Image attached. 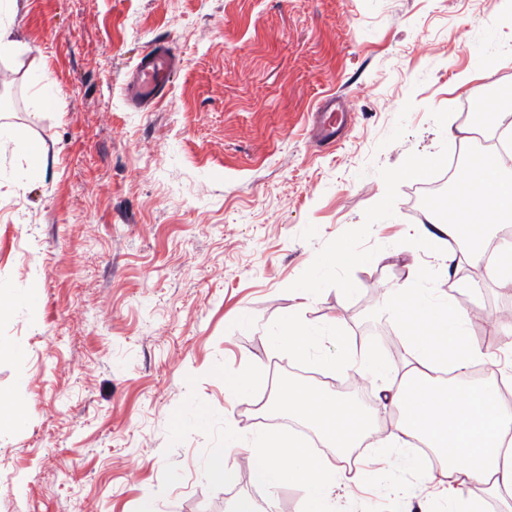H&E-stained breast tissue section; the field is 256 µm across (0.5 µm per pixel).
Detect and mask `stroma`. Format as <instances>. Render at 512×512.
<instances>
[{
    "label": "stroma",
    "instance_id": "stroma-1",
    "mask_svg": "<svg viewBox=\"0 0 512 512\" xmlns=\"http://www.w3.org/2000/svg\"><path fill=\"white\" fill-rule=\"evenodd\" d=\"M18 50L0 56V512H234L255 501L249 453L272 369L351 389L347 354L401 366L386 289L408 264L454 297L490 358L512 363V294L481 262L448 275L431 253L406 170L460 157L447 130L512 90V0H7ZM177 64L149 107L126 102L142 53ZM58 106L42 109L30 73ZM351 114L317 147L324 100ZM28 143L46 150L31 175ZM309 301L297 289L336 246ZM339 322L325 367L271 351L292 312ZM248 375L250 398L225 384ZM205 417L197 425L196 417Z\"/></svg>",
    "mask_w": 512,
    "mask_h": 512
}]
</instances>
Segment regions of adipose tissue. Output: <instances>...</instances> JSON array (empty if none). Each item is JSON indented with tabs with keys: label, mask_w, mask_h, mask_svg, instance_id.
I'll list each match as a JSON object with an SVG mask.
<instances>
[{
	"label": "adipose tissue",
	"mask_w": 512,
	"mask_h": 512,
	"mask_svg": "<svg viewBox=\"0 0 512 512\" xmlns=\"http://www.w3.org/2000/svg\"><path fill=\"white\" fill-rule=\"evenodd\" d=\"M465 176L451 191L447 214L436 218V232L427 238L437 256L447 254L455 240L465 258L481 259L491 229L512 223V171L490 152L466 154ZM424 276L410 269L407 281L387 291L395 308L411 356L399 369L365 355L355 362L363 376L381 377L399 413L394 431L378 438L379 448H395L394 469L373 474L380 488L394 487L395 472L423 469L414 451L415 440L426 442L443 458L434 482L444 495L445 512H487L488 500L499 501L502 512H512V409L506 408L504 389H512V372L486 381H468V371L488 357L474 340L471 320L452 296L423 285ZM325 328L288 314L277 329L268 331L272 350L316 359ZM449 382H441V375ZM479 483L482 495L466 494Z\"/></svg>",
	"instance_id": "obj_1"
}]
</instances>
